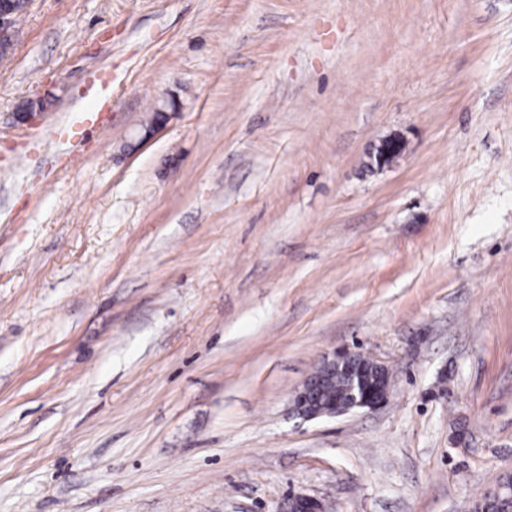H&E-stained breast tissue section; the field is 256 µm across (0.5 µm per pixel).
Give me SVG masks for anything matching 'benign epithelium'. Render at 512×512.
<instances>
[{
    "instance_id": "obj_1",
    "label": "benign epithelium",
    "mask_w": 512,
    "mask_h": 512,
    "mask_svg": "<svg viewBox=\"0 0 512 512\" xmlns=\"http://www.w3.org/2000/svg\"><path fill=\"white\" fill-rule=\"evenodd\" d=\"M346 373V397L327 401L323 398L326 382ZM391 376L386 365L358 352L344 351L322 363L306 379L292 398L293 411L304 420L335 417L353 409H375L388 399Z\"/></svg>"
}]
</instances>
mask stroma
Here are the masks:
<instances>
[{"mask_svg": "<svg viewBox=\"0 0 512 512\" xmlns=\"http://www.w3.org/2000/svg\"><path fill=\"white\" fill-rule=\"evenodd\" d=\"M341 351L386 405L296 418ZM510 476L512 0H28L0 512H469Z\"/></svg>", "mask_w": 512, "mask_h": 512, "instance_id": "stroma-1", "label": "stroma"}]
</instances>
